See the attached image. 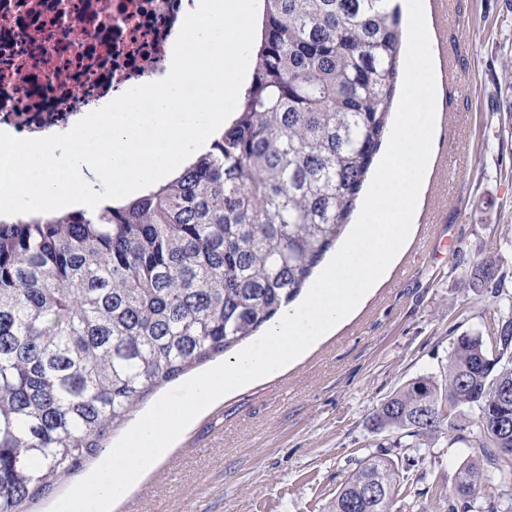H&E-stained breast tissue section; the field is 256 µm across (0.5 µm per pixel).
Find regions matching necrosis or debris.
Returning <instances> with one entry per match:
<instances>
[{
    "label": "necrosis or debris",
    "mask_w": 512,
    "mask_h": 512,
    "mask_svg": "<svg viewBox=\"0 0 512 512\" xmlns=\"http://www.w3.org/2000/svg\"><path fill=\"white\" fill-rule=\"evenodd\" d=\"M193 0H0V128L58 134L167 72Z\"/></svg>",
    "instance_id": "4bbe7bcc"
}]
</instances>
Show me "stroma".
Masks as SVG:
<instances>
[{
  "instance_id": "35a3bbf8",
  "label": "stroma",
  "mask_w": 512,
  "mask_h": 512,
  "mask_svg": "<svg viewBox=\"0 0 512 512\" xmlns=\"http://www.w3.org/2000/svg\"><path fill=\"white\" fill-rule=\"evenodd\" d=\"M439 89L415 231L362 308L283 375L225 395L111 512H324L359 458L388 454L415 483L403 512H436L467 448L428 458L373 432L372 409L409 379L442 376L453 338L487 303L463 271L495 256L512 276V0H426Z\"/></svg>"
}]
</instances>
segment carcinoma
Instances as JSON below:
<instances>
[{
  "mask_svg": "<svg viewBox=\"0 0 512 512\" xmlns=\"http://www.w3.org/2000/svg\"><path fill=\"white\" fill-rule=\"evenodd\" d=\"M251 75L224 133L122 206L0 219V512L78 474L163 384L255 335L306 286L356 207L389 130L401 14L383 0H260ZM485 332L456 337L444 378L382 400L395 447L480 449L443 512H512V315L496 259ZM467 410L470 429L453 423ZM409 474L358 461L326 512H393ZM381 496L370 497L374 487Z\"/></svg>",
  "mask_w": 512,
  "mask_h": 512,
  "instance_id": "carcinoma-1",
  "label": "carcinoma"
}]
</instances>
